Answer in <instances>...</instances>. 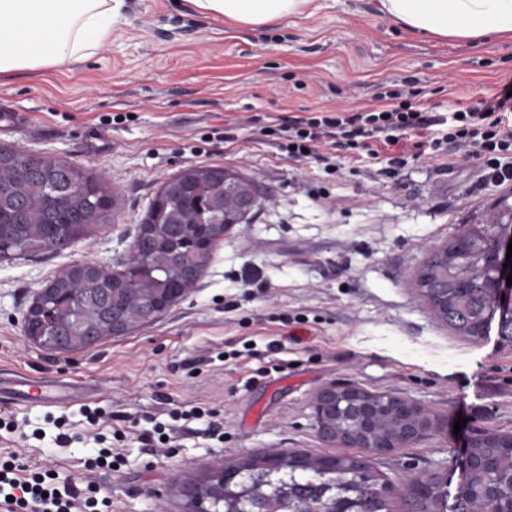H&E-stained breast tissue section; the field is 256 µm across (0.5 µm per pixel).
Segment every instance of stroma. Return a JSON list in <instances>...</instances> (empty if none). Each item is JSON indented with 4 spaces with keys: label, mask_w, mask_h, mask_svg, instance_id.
Instances as JSON below:
<instances>
[{
    "label": "stroma",
    "mask_w": 512,
    "mask_h": 512,
    "mask_svg": "<svg viewBox=\"0 0 512 512\" xmlns=\"http://www.w3.org/2000/svg\"><path fill=\"white\" fill-rule=\"evenodd\" d=\"M509 80L512 40L413 34L378 0H316L268 28L203 16L186 0H123L110 39L83 65L0 77V100L26 116L0 129V146L105 175L118 202L69 248L0 261V461L94 486L112 512H192L185 487L217 464L338 455L311 408L336 382L411 400L432 419L417 443L350 456L395 484L446 473L456 497L470 441L512 434V344L494 325L457 334L413 280L431 250L512 190L471 164L427 157L382 174L341 156L328 173L289 160L279 125L390 95L444 116ZM227 127L235 142L215 141ZM199 166L237 171L265 200L216 245L193 291L157 321L78 352L29 342L22 320L36 294L79 262L123 270L165 180ZM31 380L67 403L8 407ZM176 408L200 416L176 421ZM158 423L170 440L155 435ZM61 431L72 437L64 448L53 442ZM99 434L116 469L87 466Z\"/></svg>",
    "instance_id": "stroma-1"
}]
</instances>
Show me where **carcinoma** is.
<instances>
[{
    "label": "carcinoma",
    "instance_id": "1",
    "mask_svg": "<svg viewBox=\"0 0 512 512\" xmlns=\"http://www.w3.org/2000/svg\"><path fill=\"white\" fill-rule=\"evenodd\" d=\"M188 179L175 178L163 187L164 204L149 216L139 229L140 247L151 252L157 266L156 277L173 283L185 277L177 261L179 250L175 232L167 233L160 224H208L204 236L220 232L224 209H231L236 199L224 198V175L220 168H195ZM113 206L112 188L105 180L71 163L47 158L31 160L13 152H0V226L13 236L24 253L41 252L59 240L84 235L95 224L109 220ZM512 207L499 208L491 224H469L462 234L438 252L431 254L415 279L428 303L438 307L442 321L456 332L479 337L494 320L493 293L497 269L491 254L497 240L512 233L506 223ZM113 274L83 265L74 269L70 279L54 281V298L58 308V336L73 347H84L100 336L112 335V299L121 303L123 294L112 292L89 297L85 309L77 313L69 304L70 289L77 284L112 281ZM448 283L447 302L437 301L432 286ZM375 432L389 438L398 434L399 423L383 416L374 426ZM490 458L489 469H474L460 486L456 512H503L512 501V447L496 448L484 439H473L466 459ZM321 459L309 458L310 470L304 475V496L317 506L332 502L343 512H387L389 495L371 472L358 468V462L343 458L336 473L326 474ZM409 479L428 485L427 512H448L444 483H436L427 475H411ZM237 487L224 484L223 491L207 486L211 503L223 508L231 506Z\"/></svg>",
    "mask_w": 512,
    "mask_h": 512
}]
</instances>
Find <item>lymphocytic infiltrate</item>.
Listing matches in <instances>:
<instances>
[{
    "label": "lymphocytic infiltrate",
    "mask_w": 512,
    "mask_h": 512,
    "mask_svg": "<svg viewBox=\"0 0 512 512\" xmlns=\"http://www.w3.org/2000/svg\"><path fill=\"white\" fill-rule=\"evenodd\" d=\"M439 118L422 107L385 105L383 108L343 115L320 111L292 116L281 124L289 159L336 168L337 150H350L353 162L370 158L388 167L405 157H441L444 148L463 160L477 161L485 178L512 187V83L497 87L476 101L458 108L446 132H438ZM22 465L0 463V500L6 512H110L108 500L83 496L72 485L58 486L53 473L23 475Z\"/></svg>",
    "instance_id": "1"
}]
</instances>
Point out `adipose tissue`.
<instances>
[{
	"instance_id": "ef3b65f1",
	"label": "adipose tissue",
	"mask_w": 512,
	"mask_h": 512,
	"mask_svg": "<svg viewBox=\"0 0 512 512\" xmlns=\"http://www.w3.org/2000/svg\"><path fill=\"white\" fill-rule=\"evenodd\" d=\"M203 15L265 27L312 0H187ZM410 31L439 38L512 40V0H379ZM113 0H0V76L79 64L112 32Z\"/></svg>"
}]
</instances>
